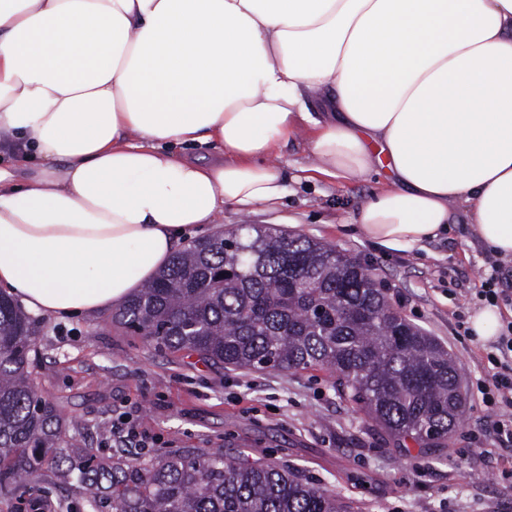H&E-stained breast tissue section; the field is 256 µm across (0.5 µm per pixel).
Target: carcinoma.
<instances>
[{
    "label": "carcinoma",
    "instance_id": "carcinoma-1",
    "mask_svg": "<svg viewBox=\"0 0 512 512\" xmlns=\"http://www.w3.org/2000/svg\"><path fill=\"white\" fill-rule=\"evenodd\" d=\"M121 332L224 368L321 369L343 398L391 436L443 444L462 411L458 368L434 337L388 302L357 258L312 239L243 224L175 251L108 316ZM37 324L0 293V492L51 475L111 512H352L286 466L222 449L176 450L141 463L64 443L75 417L37 387Z\"/></svg>",
    "mask_w": 512,
    "mask_h": 512
}]
</instances>
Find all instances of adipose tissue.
I'll return each mask as SVG.
<instances>
[{
    "mask_svg": "<svg viewBox=\"0 0 512 512\" xmlns=\"http://www.w3.org/2000/svg\"><path fill=\"white\" fill-rule=\"evenodd\" d=\"M302 136L311 171L379 176L372 242L462 217L512 263V0H0V288L123 301L225 207L281 205Z\"/></svg>",
    "mask_w": 512,
    "mask_h": 512,
    "instance_id": "obj_1",
    "label": "adipose tissue"
}]
</instances>
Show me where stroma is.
Here are the masks:
<instances>
[{
    "mask_svg": "<svg viewBox=\"0 0 512 512\" xmlns=\"http://www.w3.org/2000/svg\"><path fill=\"white\" fill-rule=\"evenodd\" d=\"M304 141L282 149L288 193L274 211L225 207L219 224L199 237L240 224L273 225L356 256L376 275L391 305L448 349L460 367L465 405L442 449L397 442L341 399L328 372L238 371L172 355L136 333H121L103 312L59 319L38 317L34 359L46 396L83 428L79 446L98 455L120 453L112 423L133 417L155 444L134 448L149 461L182 448H221L290 466L304 478L352 502L354 512H512V447L494 440L496 409L477 385L491 372L490 341L459 330L482 306L481 278L494 261L467 224L412 248L388 249L364 237L352 221L377 189L376 177L347 184L305 179ZM50 512H94L85 492L62 482L36 495L0 497V512H30L33 498Z\"/></svg>",
    "mask_w": 512,
    "mask_h": 512,
    "instance_id": "1",
    "label": "stroma"
}]
</instances>
